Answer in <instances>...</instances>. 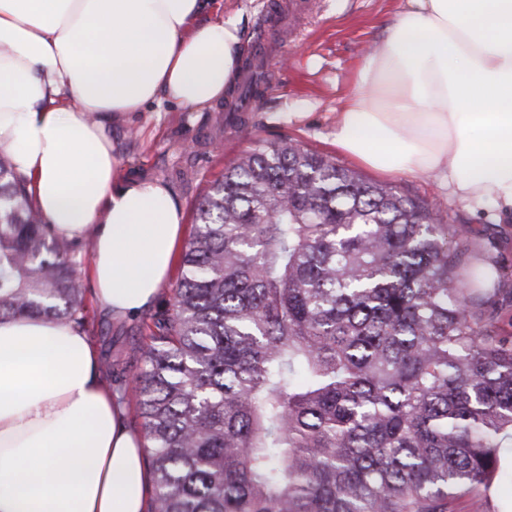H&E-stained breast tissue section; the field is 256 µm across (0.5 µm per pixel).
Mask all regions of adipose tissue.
Instances as JSON below:
<instances>
[{"label":"adipose tissue","instance_id":"1","mask_svg":"<svg viewBox=\"0 0 512 512\" xmlns=\"http://www.w3.org/2000/svg\"><path fill=\"white\" fill-rule=\"evenodd\" d=\"M212 0H0V147L36 208L88 237L102 309L152 306L182 239L157 181L114 178L104 119L223 99L246 43ZM334 144L381 174L432 176L512 212V0H401L356 72ZM145 440L87 334L0 321V512H148Z\"/></svg>","mask_w":512,"mask_h":512}]
</instances>
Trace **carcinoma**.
I'll return each instance as SVG.
<instances>
[{
    "label": "carcinoma",
    "instance_id": "carcinoma-1",
    "mask_svg": "<svg viewBox=\"0 0 512 512\" xmlns=\"http://www.w3.org/2000/svg\"><path fill=\"white\" fill-rule=\"evenodd\" d=\"M89 244L0 148V320L90 327ZM132 389L151 512H455L512 447L497 260L441 208L286 137L199 200Z\"/></svg>",
    "mask_w": 512,
    "mask_h": 512
}]
</instances>
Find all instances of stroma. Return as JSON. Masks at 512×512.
Masks as SVG:
<instances>
[{
	"label": "stroma",
	"instance_id": "1",
	"mask_svg": "<svg viewBox=\"0 0 512 512\" xmlns=\"http://www.w3.org/2000/svg\"><path fill=\"white\" fill-rule=\"evenodd\" d=\"M277 0H217L216 18L238 22L255 55L267 40L280 42L267 58L265 88L254 110L226 111L218 102L187 111L159 101L142 112H123L107 119L112 152L118 160L117 180H158L171 191L185 214L183 227L192 230L195 207L207 186L224 169L255 147L258 140L288 137L325 155L336 153L332 143L336 114L353 90L364 49L382 38L400 0H303L305 11L294 31L282 33L275 22ZM363 179L386 184L447 211L451 225L465 224L472 237L491 248L512 289V218L495 217L452 197L430 176L385 177L365 167ZM170 285H163L148 309L115 318L87 299L95 322L90 340L98 357H112L115 376L130 382L143 346V320L169 307Z\"/></svg>",
	"mask_w": 512,
	"mask_h": 512
}]
</instances>
